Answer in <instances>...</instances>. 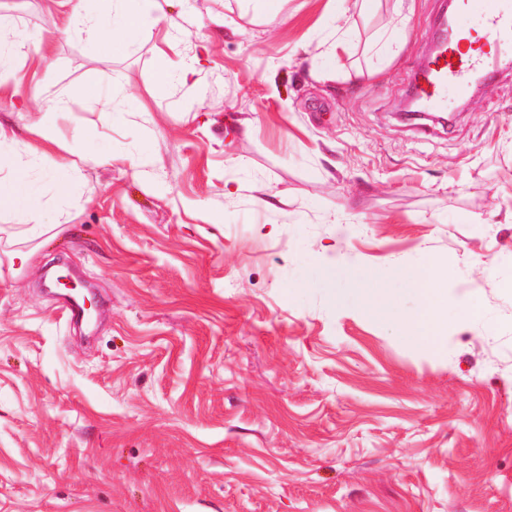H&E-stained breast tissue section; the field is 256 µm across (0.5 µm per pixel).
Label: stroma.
I'll use <instances>...</instances> for the list:
<instances>
[{"instance_id":"1","label":"stroma","mask_w":512,"mask_h":512,"mask_svg":"<svg viewBox=\"0 0 512 512\" xmlns=\"http://www.w3.org/2000/svg\"><path fill=\"white\" fill-rule=\"evenodd\" d=\"M72 7L0 0L28 38L0 121L25 129L41 115L16 96L96 70L129 95L108 117L74 100L64 140L93 125L163 166L80 164L48 224L0 230V260L37 251L0 280V512H512V47L424 130L395 114L444 0H373L334 61L328 0H285L274 24L254 0H170L178 51L209 37L187 85L159 77L163 30L110 57L66 32ZM428 254L453 260L449 310L484 306L446 350L327 300L347 282L324 257L402 291ZM55 266L94 289L92 330L42 288Z\"/></svg>"}]
</instances>
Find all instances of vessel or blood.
<instances>
[{"instance_id": "vessel-or-blood-1", "label": "vessel or blood", "mask_w": 512, "mask_h": 512, "mask_svg": "<svg viewBox=\"0 0 512 512\" xmlns=\"http://www.w3.org/2000/svg\"><path fill=\"white\" fill-rule=\"evenodd\" d=\"M456 33L430 53L413 87L423 111H443L448 97L466 98L483 65L481 49L470 46L475 29L500 43L512 42V0H457Z\"/></svg>"}]
</instances>
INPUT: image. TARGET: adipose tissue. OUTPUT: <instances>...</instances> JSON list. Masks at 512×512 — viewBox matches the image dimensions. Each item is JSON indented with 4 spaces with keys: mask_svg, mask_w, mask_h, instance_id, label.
I'll return each instance as SVG.
<instances>
[{
    "mask_svg": "<svg viewBox=\"0 0 512 512\" xmlns=\"http://www.w3.org/2000/svg\"><path fill=\"white\" fill-rule=\"evenodd\" d=\"M373 0H335V15L340 22L336 36L324 46L323 55L336 59L351 49L349 23L355 13L368 11ZM164 27L167 34L165 50L159 51L160 75L186 84L194 81L201 64L200 57L183 54L169 55L181 32L179 23L163 8L160 0H84L69 20L71 31L83 34L98 50L108 55H126L139 43L146 26ZM101 76L90 71L75 85L60 92L48 108V113L27 128L26 137H19L12 125L0 122V217L15 224H38L46 210L34 172L44 167L57 199H68L75 188L76 165L86 161L97 164L119 162L132 168L150 164L161 165V157L146 146L122 156L98 151L99 133L86 127L71 142L61 141L52 120L53 115L66 113L73 99L96 96ZM448 263L427 256L418 269L405 273L404 280L420 300V312L410 317L399 314L392 296L375 288L372 271L357 269L349 274L350 292H331L330 301L341 305L352 297L356 308L377 322H393L405 327L418 342L435 349L448 346V324L473 323L483 319L484 306L479 297L464 301L456 313L448 311Z\"/></svg>",
    "mask_w": 512,
    "mask_h": 512,
    "instance_id": "adipose-tissue-1",
    "label": "adipose tissue"
}]
</instances>
